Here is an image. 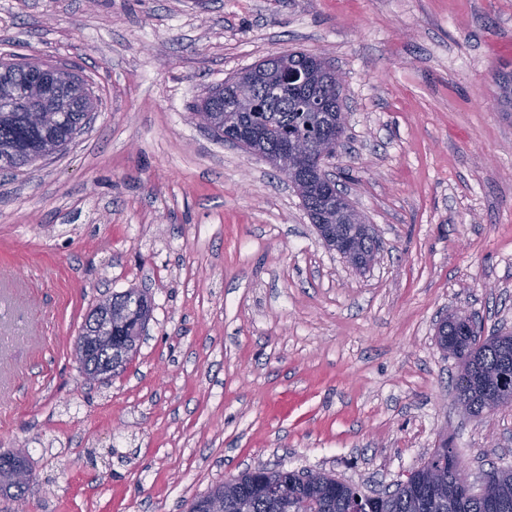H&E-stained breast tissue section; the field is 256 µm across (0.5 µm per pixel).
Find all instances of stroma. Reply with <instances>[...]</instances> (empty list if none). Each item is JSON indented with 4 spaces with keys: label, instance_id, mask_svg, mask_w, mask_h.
Returning <instances> with one entry per match:
<instances>
[{
    "label": "stroma",
    "instance_id": "stroma-1",
    "mask_svg": "<svg viewBox=\"0 0 512 512\" xmlns=\"http://www.w3.org/2000/svg\"><path fill=\"white\" fill-rule=\"evenodd\" d=\"M283 51L345 78L329 169L379 243L359 272L262 158L191 108ZM76 66L97 101L64 150L0 173V452L30 512H187L225 476L382 489L442 442L472 485L512 468V406L455 400L435 327L512 333V0H0V62ZM147 291L138 353L85 383L100 295ZM1 454L2 457L9 460V464L7 461L2 464ZM6 464H8V467ZM15 464H24L31 469L29 460L22 451L17 450L15 452L0 453V496L12 502H19L25 499V494L30 483L27 481L30 477V471L24 466L18 469L17 479L27 481L23 484H18L14 480L11 472V467Z\"/></svg>",
    "mask_w": 512,
    "mask_h": 512
}]
</instances>
